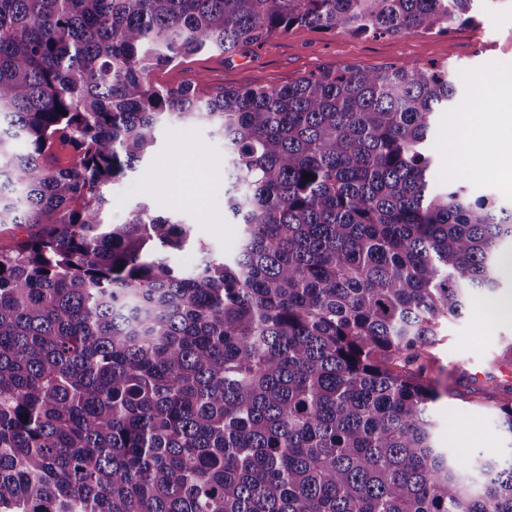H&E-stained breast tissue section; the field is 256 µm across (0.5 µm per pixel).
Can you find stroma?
<instances>
[{"mask_svg": "<svg viewBox=\"0 0 512 512\" xmlns=\"http://www.w3.org/2000/svg\"><path fill=\"white\" fill-rule=\"evenodd\" d=\"M471 23L454 22L446 33L419 32L399 35L351 36L306 26H295L265 42L231 54L205 51L178 65L154 73L155 82L167 85L199 84L213 94L249 86L276 88L300 78L348 64L383 69L406 62L447 66L456 84L458 106H479L484 119L471 121L465 132L450 130L447 113H437L432 130L434 163L432 183L447 184L449 173L462 174L472 195H491L512 206V191L497 173L500 157L512 150V128L494 124L495 113H512V0H479ZM192 152L190 163L180 165L183 185H198L201 204L173 198L169 191H147L145 185L169 162L177 147ZM224 143L208 127L170 123L161 127L152 153L134 172L111 186L112 205L107 220L119 223L142 201L160 214L189 224L195 240L213 256L234 253L239 226L224 210ZM512 342V320L489 327L483 301H473L463 316L449 321L434 352L445 368L444 384L467 376L477 385L499 376L492 362L504 345ZM436 438L459 461L479 456L504 463L512 457V435L485 407L441 397L430 406Z\"/></svg>", "mask_w": 512, "mask_h": 512, "instance_id": "stroma-1", "label": "stroma"}]
</instances>
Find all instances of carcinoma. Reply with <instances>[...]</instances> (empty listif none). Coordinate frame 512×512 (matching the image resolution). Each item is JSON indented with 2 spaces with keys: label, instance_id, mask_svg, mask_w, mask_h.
Here are the masks:
<instances>
[{
  "label": "carcinoma",
  "instance_id": "obj_1",
  "mask_svg": "<svg viewBox=\"0 0 512 512\" xmlns=\"http://www.w3.org/2000/svg\"><path fill=\"white\" fill-rule=\"evenodd\" d=\"M477 2L0 0V224L34 229L0 249V512H512V460L459 462L429 414L441 324L496 311L512 255V208L431 184L448 69L153 81L294 25L446 32ZM172 121L224 140L241 225L189 270L165 256L187 225L103 219ZM444 391L512 434L511 380Z\"/></svg>",
  "mask_w": 512,
  "mask_h": 512
}]
</instances>
